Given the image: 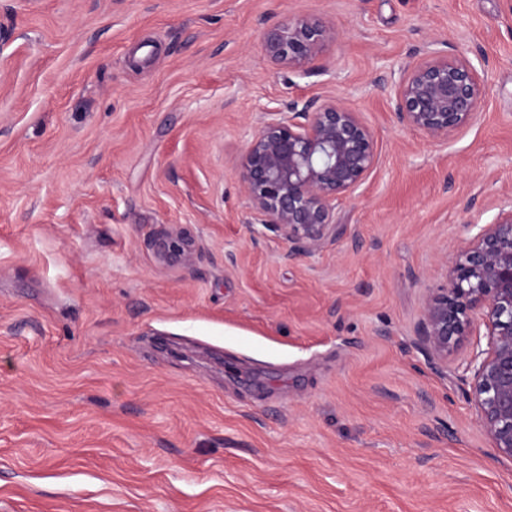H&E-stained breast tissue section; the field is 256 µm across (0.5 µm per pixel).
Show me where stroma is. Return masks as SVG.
Returning <instances> with one entry per match:
<instances>
[{"mask_svg": "<svg viewBox=\"0 0 512 512\" xmlns=\"http://www.w3.org/2000/svg\"><path fill=\"white\" fill-rule=\"evenodd\" d=\"M287 16L337 35L280 70L260 37ZM433 49L486 85L444 143L390 103ZM329 94L380 160L296 255L238 159ZM511 197L512 0H0V512H512L466 396L486 328L441 370L416 343ZM164 224L192 267L156 259ZM151 246L160 261L191 267L198 255L196 239L183 228L167 225L154 234Z\"/></svg>", "mask_w": 512, "mask_h": 512, "instance_id": "1", "label": "stroma"}]
</instances>
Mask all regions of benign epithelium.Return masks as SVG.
Wrapping results in <instances>:
<instances>
[{
	"label": "benign epithelium",
	"mask_w": 512,
	"mask_h": 512,
	"mask_svg": "<svg viewBox=\"0 0 512 512\" xmlns=\"http://www.w3.org/2000/svg\"><path fill=\"white\" fill-rule=\"evenodd\" d=\"M336 38L321 17H285L266 30L262 48L278 69L314 60ZM485 95L471 61L429 50L399 69L391 104L403 125L431 140L469 126ZM378 163L375 138L358 113L336 95L319 104H288L272 112L240 158V178L262 223L280 232L300 254L336 235V204L351 197ZM447 260L446 283L424 307L417 336L434 364H448V349L478 321L488 349L477 352L470 399L497 454L512 459V198ZM160 261L193 265L199 247L182 228L163 226L151 240Z\"/></svg>",
	"instance_id": "benign-epithelium-1"
}]
</instances>
